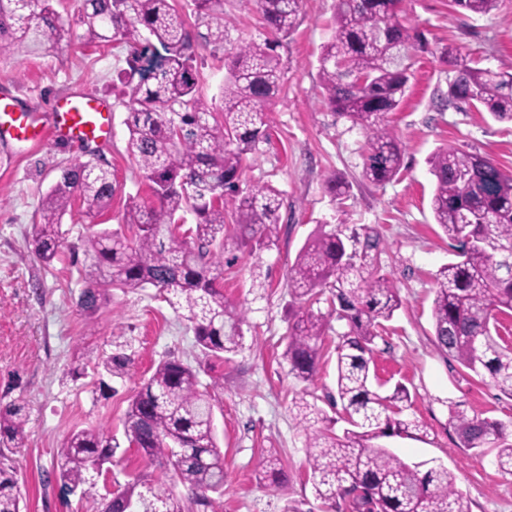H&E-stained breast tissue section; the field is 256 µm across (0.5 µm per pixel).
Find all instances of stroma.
<instances>
[{
    "label": "stroma",
    "instance_id": "35a3bbf8",
    "mask_svg": "<svg viewBox=\"0 0 512 512\" xmlns=\"http://www.w3.org/2000/svg\"><path fill=\"white\" fill-rule=\"evenodd\" d=\"M234 26L230 39L263 42L267 36L254 0H224ZM336 0H303L294 34L276 52L285 72L283 86L268 112L269 140L243 163L241 186L271 185L282 191L284 207L278 242L253 251L237 248L225 233L224 300L245 311L242 349L223 360L206 358L196 345L190 322L174 311L156 288L128 291L109 287L95 314L76 305L87 264L79 214L65 216L59 227L61 254L51 265L33 254L30 241L40 222L42 196L63 168L97 158L116 180L112 206L98 217L100 227L119 229L131 202L150 201L139 169L126 151L128 129L124 71L128 47L120 40L104 45L76 42L64 52L35 47L0 58V87L18 94L21 106L48 113L56 100L79 94L112 104V143L67 148L51 142L0 153V405L18 404L26 417L25 442L9 449L24 512H101L99 498L62 489L51 475L60 446L74 429L111 431L115 447L108 469L119 481L144 470L145 462L129 448L123 422L128 400L153 367L176 358L198 369L202 382L217 379L214 424L224 453L221 512H329L315 494L307 466L306 433L294 418L299 398L315 402L327 417L336 387L338 333L322 339V358L313 382L295 379L283 358L288 326L298 308L287 284L288 268L303 243L321 226L372 224L385 239L383 257L402 299L375 343L374 370L385 390L403 383L410 391L409 414L422 424L410 437L384 444L406 463L443 466L456 489L467 496L472 512H512V476L495 464V448L477 454L458 446L448 425L449 407L462 405L468 415L503 422L512 437V399L490 383L466 373L438 350L431 316L433 276L454 250L433 219V183L429 155L450 145L488 157L512 170V124L495 121L486 111L450 108L436 102L448 89L453 58L498 70L512 63V0H499L486 15L454 12L449 0H407L404 24L423 35L412 53L411 75L399 110L388 121L404 154L400 175L383 184L361 179L366 137L359 128L326 106L318 57L330 40ZM450 52L444 62L442 52ZM199 90L220 96L224 57L197 46ZM347 181L348 197L332 199L328 179ZM262 287H254L252 270ZM123 352L132 362L123 377L100 390L89 353ZM276 454L285 477L279 485L262 481L257 464Z\"/></svg>",
    "mask_w": 512,
    "mask_h": 512
}]
</instances>
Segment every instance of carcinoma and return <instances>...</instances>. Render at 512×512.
<instances>
[{"label": "carcinoma", "mask_w": 512, "mask_h": 512, "mask_svg": "<svg viewBox=\"0 0 512 512\" xmlns=\"http://www.w3.org/2000/svg\"><path fill=\"white\" fill-rule=\"evenodd\" d=\"M406 0H336L331 40L319 57V75L329 107L366 134L361 177L382 184L397 176L403 147L385 123L396 111L410 79L411 50L421 43L401 23ZM302 0H256L270 37L261 43L230 42L232 20L224 0H191L192 11L206 20V32L191 33L175 0H82L85 37L100 43L119 38L129 47L126 102L127 151L147 182L151 200L132 203L123 223L135 229L96 230L94 220L112 204V170L94 159L62 170L39 205L41 224L32 239L35 256L49 265L58 258V227L74 206L89 219L83 238L88 265L78 306L87 314L100 307L108 286L137 291L154 287L191 323L201 351L218 359L243 346L244 315L224 304L216 252H224V227L231 218L240 248L275 244L283 193L271 185L242 190L244 156L267 140L268 108L279 94L283 70L275 48L295 31ZM454 10L485 15L498 0H451ZM224 51V85L219 102L199 90L195 45ZM69 21L54 0H0V57L22 47H71ZM442 107H484L500 122H512V65L497 71L457 64L448 80ZM434 179L433 218L458 243L459 260L434 275L432 320L435 343L460 367L488 375L502 395L512 399V348L498 342L499 316L512 314V172L497 162L454 146L438 148L428 159ZM194 217L189 240L170 232ZM383 238L372 225L322 229L297 253L288 272L292 297L307 304L288 331L285 352L290 372L311 380L321 357V339L331 321L347 330L336 345V395L347 428L338 435L317 428L326 417L305 398L294 403L295 418L307 430V464L316 495L347 512H471V502L453 486L448 471L410 465L376 443L408 436L419 423L403 416L412 406L408 388L398 383L381 395L371 376L375 339L382 322L401 307L398 288L383 271ZM329 293V310L311 306ZM131 358L103 355L96 367L122 377ZM448 425L458 447L498 445L496 464L512 475V443L504 423L469 416L449 407ZM124 433L146 464L162 475L144 473L101 500L104 512H217L224 490V453L214 433V404L199 371L178 359H165L131 396ZM25 438V415L14 404L0 408V512H21L17 479L5 453ZM112 462V436L96 428L71 431L57 457L55 477L85 496L99 495L96 477ZM261 479L275 485L279 461L259 462ZM188 490V505L174 498L169 483Z\"/></svg>", "instance_id": "1"}]
</instances>
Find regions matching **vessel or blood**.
I'll list each match as a JSON object with an SVG mask.
<instances>
[{"mask_svg": "<svg viewBox=\"0 0 512 512\" xmlns=\"http://www.w3.org/2000/svg\"><path fill=\"white\" fill-rule=\"evenodd\" d=\"M19 145L44 140L67 147L112 140V106L106 100L77 97L57 104L43 116L18 107L15 96L0 93V138Z\"/></svg>", "mask_w": 512, "mask_h": 512, "instance_id": "b4317fda", "label": "vessel or blood"}]
</instances>
